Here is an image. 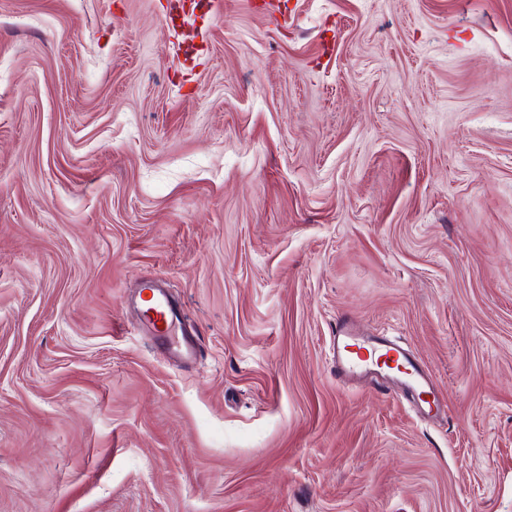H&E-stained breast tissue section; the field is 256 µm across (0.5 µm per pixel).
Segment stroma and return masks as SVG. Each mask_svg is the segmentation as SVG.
Wrapping results in <instances>:
<instances>
[{"instance_id": "35a3bbf8", "label": "stroma", "mask_w": 512, "mask_h": 512, "mask_svg": "<svg viewBox=\"0 0 512 512\" xmlns=\"http://www.w3.org/2000/svg\"><path fill=\"white\" fill-rule=\"evenodd\" d=\"M166 7L0 0V512H512V0ZM150 310L152 311L150 320L155 329L161 332L163 336H168L169 326L173 323V311L165 292H160L159 295L156 294V299ZM332 337L336 345V377L345 381H367L389 391L413 394L417 396L419 412L424 417L434 418L442 414L444 405L431 376L399 343L385 336H361L348 318H340L336 322V336ZM369 349L371 356L367 355ZM376 350L382 354L374 360L372 353ZM382 357L385 359L381 362ZM389 362L395 365L392 367ZM400 365L406 368L404 373L383 368L393 369ZM429 395L432 400L423 398Z\"/></svg>"}]
</instances>
